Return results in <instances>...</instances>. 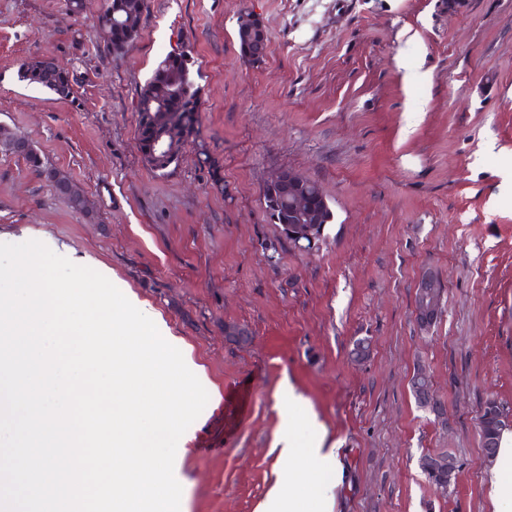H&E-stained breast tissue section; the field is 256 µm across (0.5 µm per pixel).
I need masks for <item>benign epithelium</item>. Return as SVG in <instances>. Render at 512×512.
I'll use <instances>...</instances> for the list:
<instances>
[{"label":"benign epithelium","mask_w":512,"mask_h":512,"mask_svg":"<svg viewBox=\"0 0 512 512\" xmlns=\"http://www.w3.org/2000/svg\"><path fill=\"white\" fill-rule=\"evenodd\" d=\"M269 42L266 27L257 22L249 27L246 34L247 50L254 56L265 54ZM139 152L157 168L168 166L171 151L166 140L155 136L139 142ZM269 189L270 206L277 209L285 206L293 217V223L284 224V233L295 243L306 241L315 243L323 233L321 224L323 205L327 199L317 184L297 175L291 170H282L266 184ZM441 282L432 275L424 276L416 289L415 298L417 320L425 325L438 316L441 306ZM422 374L417 372L411 378V388L415 397L427 406L434 407L431 400V384L421 382Z\"/></svg>","instance_id":"1"}]
</instances>
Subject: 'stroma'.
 I'll list each match as a JSON object with an SVG mask.
<instances>
[{"label":"stroma","instance_id":"35a3bbf8","mask_svg":"<svg viewBox=\"0 0 512 512\" xmlns=\"http://www.w3.org/2000/svg\"><path fill=\"white\" fill-rule=\"evenodd\" d=\"M105 3L0 0V127L98 216L0 152V234L66 243L188 350L209 401L182 436L180 512H270L288 432L336 451L328 505L302 460L303 512H494L477 416L490 398L512 414V0H146L122 50L94 25ZM244 11L270 33L258 62L238 44ZM174 50L201 89L200 135L158 177L135 106ZM36 56L75 77L69 99L19 79ZM284 169L334 213L312 248L265 209ZM427 272L444 292L424 330ZM230 324L250 341L229 342ZM360 339L372 350L356 362ZM420 364L443 417L412 395ZM427 453L455 458L447 494ZM10 148L15 153H26L32 149V145L26 137L21 135H15L11 140ZM0 150L1 152L17 155L13 152H8L5 149ZM18 156H22L30 165V167L34 169L36 172H38L40 175H44L54 195L64 200L70 209L77 213L82 214L90 223L97 222L98 217L96 216V214L94 212L85 213L78 199L68 192L67 186L72 184V180L68 176L53 168L47 167L41 160V157L38 155L35 149L25 155Z\"/></svg>","mask_w":512,"mask_h":512}]
</instances>
